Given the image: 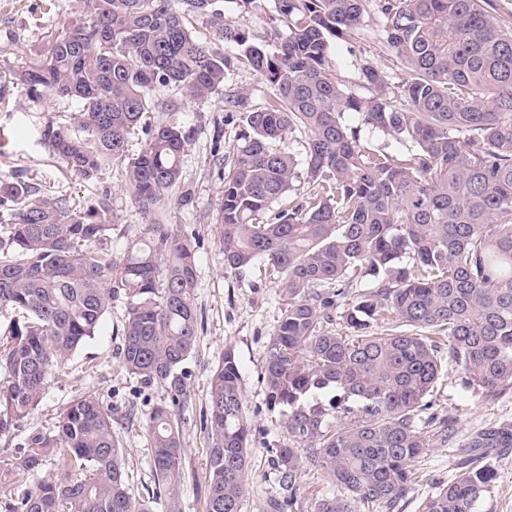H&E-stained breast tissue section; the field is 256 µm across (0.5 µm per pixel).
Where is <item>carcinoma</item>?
<instances>
[{"mask_svg": "<svg viewBox=\"0 0 512 512\" xmlns=\"http://www.w3.org/2000/svg\"><path fill=\"white\" fill-rule=\"evenodd\" d=\"M216 3L85 0L83 14L14 72L37 101L49 93L80 104L76 126L51 122L45 137L84 182L123 157L129 135L142 129L147 140L128 159L126 182L150 235L114 256L104 246L114 223L107 198L74 210L17 176L0 178V313L12 312L0 341L8 375L0 434L36 409L48 377L123 297L121 364L167 391L145 424L154 494L181 512L177 416L188 397L181 366L198 340L196 250L161 221L193 131L157 92L173 85L207 98L244 65L272 93L257 110L243 95L225 98L242 125L222 159L216 223L225 266L264 260L283 280L263 375L268 405L288 432L274 467L290 490L304 461L345 490L313 498L311 512L392 507L432 440L454 432L451 418L432 435L418 424L443 370L442 338L473 383L512 387V28L485 0H388L380 33L405 78L395 86L365 60L359 94L337 77L331 46L361 29L365 0H275L269 20L287 34L272 45L227 25ZM192 16L206 19L208 40L193 35ZM226 43L237 52L224 53ZM157 108L169 120L144 121ZM346 112L361 125L345 124ZM363 125L401 148L368 145ZM296 132L311 190L275 212L299 178L283 146ZM336 317L340 329L328 328ZM239 380L227 348L203 420L205 512H242L249 494L251 426ZM511 447L512 426L477 431L462 471L421 512H481L498 491L485 449ZM57 449L64 472L15 496ZM0 498L9 512H151L150 501L129 492L112 412L92 395L71 401L54 433L34 432L22 454L0 460Z\"/></svg>", "mask_w": 512, "mask_h": 512, "instance_id": "carcinoma-1", "label": "carcinoma"}]
</instances>
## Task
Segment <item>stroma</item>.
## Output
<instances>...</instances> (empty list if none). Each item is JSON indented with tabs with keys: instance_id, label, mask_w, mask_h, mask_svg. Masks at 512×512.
I'll return each mask as SVG.
<instances>
[{
	"instance_id": "35a3bbf8",
	"label": "stroma",
	"mask_w": 512,
	"mask_h": 512,
	"mask_svg": "<svg viewBox=\"0 0 512 512\" xmlns=\"http://www.w3.org/2000/svg\"><path fill=\"white\" fill-rule=\"evenodd\" d=\"M384 0H366L363 28L351 38L336 41L332 55L336 73L347 86L358 79V66L371 59L388 67L378 23ZM226 23L249 30L257 38H272L266 17L273 0H263L262 11L247 12L235 0H218ZM82 0H0V176L20 175L46 196L66 197L79 209L108 195L114 224L106 246L121 255L128 242L148 236V226L125 183L128 158L136 156L146 136L136 132L127 143L125 158L107 161L97 181L76 179L52 152L44 131L52 121L72 122L76 101L45 96L36 101L13 77L28 59L37 57L63 21L79 17ZM269 84L247 67L228 75L223 87L205 99H192L176 87L166 88L164 100L181 107V119L194 136L184 153L180 187L165 218L171 232L196 244L198 341L182 368L186 373L187 403L180 413L185 430V475L180 487L182 512H204L207 483V439L200 429L212 370L225 348H232L239 364L240 391L251 423L250 493L242 512H270V499L287 498L271 462L275 448L288 442L279 410L270 408L262 379L268 342L281 318L282 288L263 263L233 270L224 265V250L215 224L223 182L216 166L228 154L240 129V115L225 109L229 93L247 95L251 108L263 107ZM125 302H113L95 335L85 340L49 379L35 411L9 434L0 435V460L19 456L29 434L53 431L60 414L74 399L91 394L112 412V426L125 454V472L133 496L146 497L152 488V449L144 429L147 414L164 401L166 389L148 385L120 364ZM424 401V424L452 417L455 432L448 442L433 441L415 468L407 497L394 507L372 505L359 512H419L422 501L457 472L459 448L480 429L512 424V388L491 393L473 384L457 367L441 373ZM491 457L498 472V492L481 512H512V448H495Z\"/></svg>"
}]
</instances>
